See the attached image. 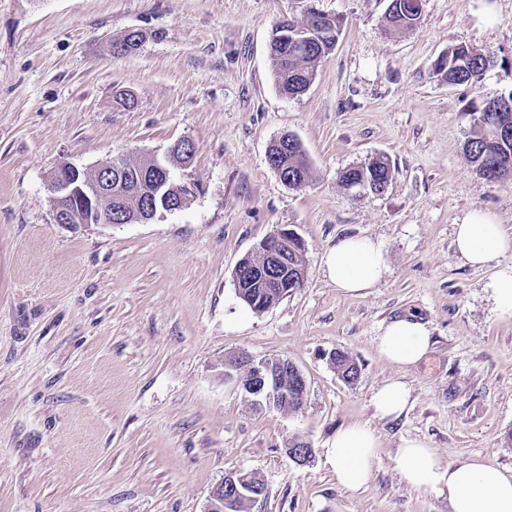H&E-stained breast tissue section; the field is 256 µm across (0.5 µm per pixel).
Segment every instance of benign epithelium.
<instances>
[{
    "instance_id": "1",
    "label": "benign epithelium",
    "mask_w": 512,
    "mask_h": 512,
    "mask_svg": "<svg viewBox=\"0 0 512 512\" xmlns=\"http://www.w3.org/2000/svg\"><path fill=\"white\" fill-rule=\"evenodd\" d=\"M93 172L96 180L91 185L77 184L82 170L64 164L49 176L48 188L54 205V221L64 225L112 224V210L100 208L102 200H112V162L98 164ZM305 249L302 239L291 229H279L264 240L256 253L272 259L288 252V247ZM296 375L306 382L304 375L286 359H255L237 355L224 360V377L234 379L254 398V402L276 409L288 399V378ZM260 487L251 479V473L238 471L224 476L209 496L205 512H235L237 503L259 500Z\"/></svg>"
}]
</instances>
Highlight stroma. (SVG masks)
<instances>
[{"instance_id": "stroma-1", "label": "stroma", "mask_w": 512, "mask_h": 512, "mask_svg": "<svg viewBox=\"0 0 512 512\" xmlns=\"http://www.w3.org/2000/svg\"><path fill=\"white\" fill-rule=\"evenodd\" d=\"M387 0H0V512H204L236 471L266 493L250 512H449L400 479L418 438L441 461L512 469V311L486 268L456 253L473 209L512 234V179L476 175L464 150L485 103L512 91V0H423L417 28H385ZM336 16L335 48L308 91L282 95L269 42L310 8ZM129 30L132 55L108 44ZM491 61L451 86L434 61L456 44ZM135 99L117 107L116 93ZM290 134L311 179L284 185L267 148ZM195 154L177 180L195 195L147 223H55L48 177L117 157ZM386 156L393 179L355 196L344 168ZM304 242L302 288L262 313L238 297L237 264L277 229ZM379 242L389 272L362 295L325 274L336 239ZM414 317L430 351L402 370L380 357L390 320ZM360 367L340 379L332 351ZM292 361L307 381L296 413L259 409L225 378L230 355ZM398 378L413 403L376 417ZM374 429L368 486L342 487L324 451L349 424ZM309 463L286 455L294 439ZM412 404V392L400 379H392L378 387L373 395L376 415L381 419L400 418Z\"/></svg>"}]
</instances>
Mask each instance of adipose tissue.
Masks as SVG:
<instances>
[{"mask_svg": "<svg viewBox=\"0 0 512 512\" xmlns=\"http://www.w3.org/2000/svg\"><path fill=\"white\" fill-rule=\"evenodd\" d=\"M457 252L471 265L483 267L512 252V237L494 216L475 209L455 228ZM325 269L336 288L348 294L369 290L389 271L380 243L368 237L336 241L327 252ZM379 355L400 369L416 367L429 353V332L411 317L390 321L378 337ZM412 403L409 386L392 379L373 395L379 418H400ZM378 437L368 426L341 428L328 442L325 457L341 485L358 490L367 485L376 458ZM402 480L413 490L447 497L450 512H512V470L495 471L473 456L443 464L434 448L415 438L403 439L397 452Z\"/></svg>", "mask_w": 512, "mask_h": 512, "instance_id": "ef3b65f1", "label": "adipose tissue"}]
</instances>
